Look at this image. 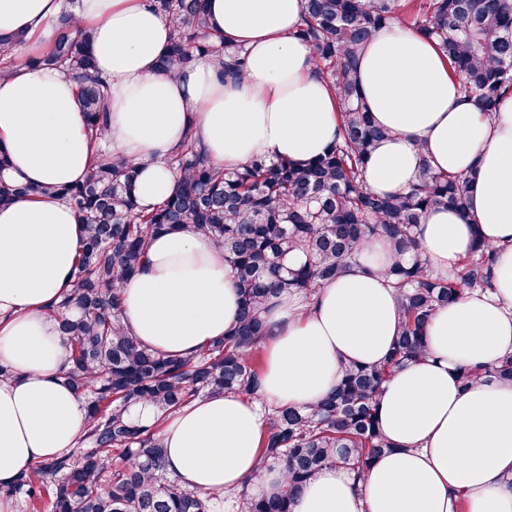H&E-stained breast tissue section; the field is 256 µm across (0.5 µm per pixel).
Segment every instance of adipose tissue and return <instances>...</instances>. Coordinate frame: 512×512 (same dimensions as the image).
Segmentation results:
<instances>
[{"label": "adipose tissue", "instance_id": "obj_1", "mask_svg": "<svg viewBox=\"0 0 512 512\" xmlns=\"http://www.w3.org/2000/svg\"><path fill=\"white\" fill-rule=\"evenodd\" d=\"M62 0H0V43L18 34L46 41ZM225 43L243 48L242 75L221 80L210 59L158 72L169 23L147 0H79L74 20L94 31L99 72L111 84L104 141L140 164L135 196L148 211L177 187L167 163L187 138L233 170L256 156L307 162L338 134L337 106L311 46L296 31L301 0H208ZM372 122L391 129L365 169L368 187L397 194L415 183L420 159L468 176L469 209L428 211L419 250L445 275L473 250L475 235L500 250L492 286L438 309L424 358L396 368L383 388L379 421L393 448L364 473L329 465L294 499L291 512H512V383L462 389L461 367L512 354V94L493 117L448 73L435 44L395 22L361 50L354 72ZM78 86L58 70L17 65L0 80V147L12 173L38 187L89 173L93 144ZM85 227L66 200L47 195L0 208V485L76 447L85 404L68 387L69 348L48 309L71 288ZM391 255L364 244L313 301L284 291L270 299L258 399L215 394L158 422L156 408L131 417L160 425L166 478L231 512L246 489L283 490L281 465L260 467L269 406L308 408L338 383L341 364L376 365L400 330L398 296L385 276ZM123 325L144 347L189 357L236 324L239 293L223 248L179 231L156 236L141 270L121 289ZM259 484H251L255 470Z\"/></svg>", "mask_w": 512, "mask_h": 512}]
</instances>
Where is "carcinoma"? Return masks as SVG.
Returning a JSON list of instances; mask_svg holds the SVG:
<instances>
[{"label":"carcinoma","instance_id":"obj_1","mask_svg":"<svg viewBox=\"0 0 512 512\" xmlns=\"http://www.w3.org/2000/svg\"><path fill=\"white\" fill-rule=\"evenodd\" d=\"M147 2L173 28L159 72L171 76L208 57L222 65L219 76L242 74L245 54L212 32L206 0ZM71 6L66 0L49 43L23 62L67 71L97 143L105 132L109 91L95 75L92 34L74 24ZM404 9L412 10L413 26L436 42L449 73L479 110L493 115L498 100L512 93V0H302L298 36L313 48L339 111L338 141L323 156L303 164L256 157L226 171L189 140L170 161L179 174L176 192L144 212L133 196L138 165L102 147L84 181L42 188L13 179L8 156L0 152V207L53 192L71 202L87 226L72 288L49 315L69 344L66 383L84 400L89 417L76 448L40 462L0 489L1 497L23 501L27 512H208L203 498L163 476L158 426L134 422L130 409L150 403L167 415L213 393L258 394L262 369L255 355L267 335L265 302L284 290L312 299L375 240L394 256L387 277L399 295L402 325L392 351L378 366L343 367L336 387L310 408L268 409L260 467L282 465L286 488L247 498L246 512H291L293 497L323 467L360 474L390 451L378 419L385 382L396 367L426 355L436 309L467 291L491 288L497 258L477 230L472 254L453 277L434 275L419 252L415 229L428 210L466 213L465 177L439 174L424 159L407 193L377 195L366 186V162L389 131L371 124L351 74L373 33ZM20 44L0 48V76L17 63ZM184 229L224 247L240 294L235 328L189 358L160 355L128 336L120 294L151 238ZM298 253L307 262L289 265ZM482 379L511 382L512 355L491 368L460 370L465 389Z\"/></svg>","mask_w":512,"mask_h":512}]
</instances>
